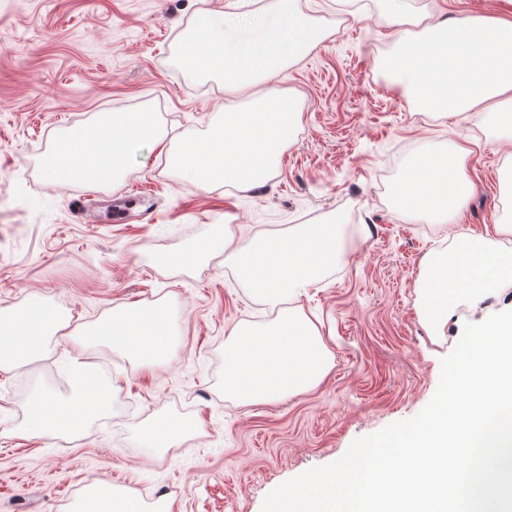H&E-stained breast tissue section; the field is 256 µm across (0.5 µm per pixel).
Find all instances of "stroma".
<instances>
[{"mask_svg":"<svg viewBox=\"0 0 512 512\" xmlns=\"http://www.w3.org/2000/svg\"><path fill=\"white\" fill-rule=\"evenodd\" d=\"M225 0H0V310L40 296L79 334L113 305H165L168 362L138 365L87 346L83 356L116 379L107 418L66 442L18 435L31 385L58 381L53 357L0 370V512H66L94 481L131 487L170 512H261L265 496L311 467L339 459L357 438L418 414L439 383L441 360L465 323L512 308V289L479 307L449 309L430 333L417 286L426 257L449 230L483 233L512 209L506 159L483 110L447 118L415 111L376 64L391 47L381 0H294L327 37L277 86L301 105L294 142L250 191L204 190L168 156L224 113V85L193 80L173 61L198 17ZM414 17L442 10L512 14V0H408ZM155 113L163 143L133 155L105 184L51 183L44 162L64 135L99 112ZM473 149L472 197L452 224L407 219L394 189L413 159L453 144ZM144 185L152 224L77 223L74 198L128 195ZM365 225L345 262L287 304L310 318L334 354L315 388L246 405L224 392V340L239 323L275 319L251 296L216 246L200 266L161 258L208 238L244 247L302 224ZM180 417L194 428L160 456L140 428Z\"/></svg>","mask_w":512,"mask_h":512,"instance_id":"1","label":"stroma"}]
</instances>
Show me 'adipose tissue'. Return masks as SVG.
Listing matches in <instances>:
<instances>
[{
  "instance_id": "obj_1",
  "label": "adipose tissue",
  "mask_w": 512,
  "mask_h": 512,
  "mask_svg": "<svg viewBox=\"0 0 512 512\" xmlns=\"http://www.w3.org/2000/svg\"><path fill=\"white\" fill-rule=\"evenodd\" d=\"M392 48L378 63L392 84L421 112L454 115L485 107L512 144V20L497 12L459 14L409 35L403 0H387ZM164 134L154 113L100 112L94 121L62 139L45 162L54 182L89 183L118 179L130 157L157 146ZM471 151L463 145L447 153L427 152L395 189L402 213L447 218L470 198ZM350 230L344 224H305L285 236H267L245 248H228L224 261L251 294L275 304L314 286L340 264ZM512 235V224H495L479 235L457 233L450 247L431 254L418 282L423 315L443 326L449 308L478 303L512 284V250L498 238ZM67 320L61 310L33 298L23 307L0 312V369L41 358L61 341ZM170 322L161 305L113 306L106 318L83 334V342L123 352L139 364L160 365L170 354ZM333 366V354L320 329L295 309L264 325H235L224 341V391L240 402L265 403L319 385ZM65 389L34 384L19 432L24 436L78 435L111 407V378L78 355L57 358ZM190 428L163 418L138 433L147 452L170 448ZM69 512H170L165 500L145 502L131 488L95 482L74 499Z\"/></svg>"
}]
</instances>
